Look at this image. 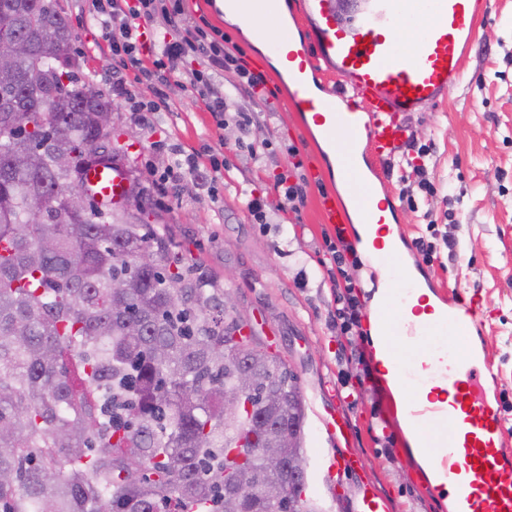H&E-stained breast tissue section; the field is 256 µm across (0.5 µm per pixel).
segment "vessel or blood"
Returning <instances> with one entry per match:
<instances>
[{"label":"vessel or blood","mask_w":512,"mask_h":512,"mask_svg":"<svg viewBox=\"0 0 512 512\" xmlns=\"http://www.w3.org/2000/svg\"><path fill=\"white\" fill-rule=\"evenodd\" d=\"M233 2L260 25L280 5V0ZM304 17L307 44L293 43L284 30L270 45L271 52L286 54L291 100L305 115L300 133H318L338 154L343 169L362 163L377 176L386 161L404 152L411 137L408 116L428 103L442 102L456 86L485 14L475 0H355L350 16L341 21L336 0H307ZM404 23L418 26L410 49L393 37ZM320 67L335 76L336 98L354 100L357 111H337L336 99H314L306 76ZM88 177L103 196L122 202L129 187L124 168L94 167ZM349 192L365 208L368 222L383 223L389 204L375 201L371 186L353 181ZM316 208L324 223L345 229L344 205L335 194L318 198ZM481 302L476 291L466 300L451 297L444 318L408 327L394 324L386 333L434 337L433 351L443 365L435 372L419 357L392 355L394 379L414 388L407 415L438 429L428 492L438 495L445 487H457L455 512H512V433L498 408L481 396L487 374L467 335L479 321ZM439 381L451 384L453 402L440 405L426 396V389ZM360 466L353 453L329 457L322 467L329 496L337 494L330 481L334 470Z\"/></svg>","instance_id":"1"}]
</instances>
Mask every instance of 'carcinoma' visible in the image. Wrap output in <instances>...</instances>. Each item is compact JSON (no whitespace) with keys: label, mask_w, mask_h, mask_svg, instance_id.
Masks as SVG:
<instances>
[{"label":"carcinoma","mask_w":512,"mask_h":512,"mask_svg":"<svg viewBox=\"0 0 512 512\" xmlns=\"http://www.w3.org/2000/svg\"><path fill=\"white\" fill-rule=\"evenodd\" d=\"M3 30L31 56L0 76V512H227L231 496L266 512L271 485L285 512H323L307 475L264 464L279 433L304 450L305 401L282 359L239 335L248 321L204 281L171 271L146 201L69 206L97 193L91 154L126 155L99 129L112 104L87 95L58 0H0ZM36 61L50 65L35 77ZM140 250L155 262L135 266ZM245 373L258 379L247 391Z\"/></svg>","instance_id":"cac0c4a2"}]
</instances>
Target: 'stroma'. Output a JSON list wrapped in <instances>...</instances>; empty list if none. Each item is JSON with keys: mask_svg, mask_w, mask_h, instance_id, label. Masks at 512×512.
<instances>
[{"mask_svg": "<svg viewBox=\"0 0 512 512\" xmlns=\"http://www.w3.org/2000/svg\"><path fill=\"white\" fill-rule=\"evenodd\" d=\"M460 83L443 102L412 113L413 137L403 154L388 161L375 186L393 200L391 213L402 235L403 261L425 283L449 286L469 299L482 296L483 356L496 381L488 398L498 403L512 428V0H489ZM77 34L83 73L111 92L123 80L142 93L138 72L112 55L96 25L93 0H59ZM186 11L221 30L224 44L266 83L267 98L256 101L224 73V92L235 108L258 113L248 128H217L204 104L171 75L167 108L135 118L129 102L112 100V132L125 145L128 161L153 208L147 221L177 244L183 270L231 294L236 310L280 354L297 376L305 398L307 456L318 451H355L362 467L338 472L335 483L352 487V497L326 501V512H355L357 494L371 483L383 494L387 512H452L447 496L429 494L398 413L392 382L378 373L367 323L344 338L336 326L332 261L323 238L316 199L337 189L322 141L296 139L298 116L277 69L237 25L228 22L217 0H184ZM197 157L208 168L209 154L224 159L212 190L193 179L160 183L157 171L169 161V147ZM316 166L320 181L309 182L298 209L284 207L278 174L295 163ZM427 177L435 188L417 187ZM260 198L270 221L256 223L248 203ZM435 247L431 264H419L413 243ZM364 357L370 377L357 392L346 383ZM343 422L348 441L322 427L327 418Z\"/></svg>", "mask_w": 512, "mask_h": 512, "instance_id": "1", "label": "stroma"}]
</instances>
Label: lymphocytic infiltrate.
Segmentation results:
<instances>
[{
    "label": "lymphocytic infiltrate",
    "mask_w": 512,
    "mask_h": 512,
    "mask_svg": "<svg viewBox=\"0 0 512 512\" xmlns=\"http://www.w3.org/2000/svg\"><path fill=\"white\" fill-rule=\"evenodd\" d=\"M95 17L102 29L112 33L113 54L126 57L137 68L141 83L151 94L149 101L141 103V111L156 112L165 105L163 87L169 74L180 70L217 127L231 120L242 127L251 123L250 113H230L224 71L233 69L239 86L254 93L262 86V78L236 63L223 43L208 39L200 26L192 24L181 0H95ZM190 50L199 60L196 67L185 70L181 63ZM325 245L345 282L343 292L336 295V318L341 335L346 336L361 322L362 301L353 285L360 263L344 235L326 240Z\"/></svg>",
    "instance_id": "obj_1"
}]
</instances>
